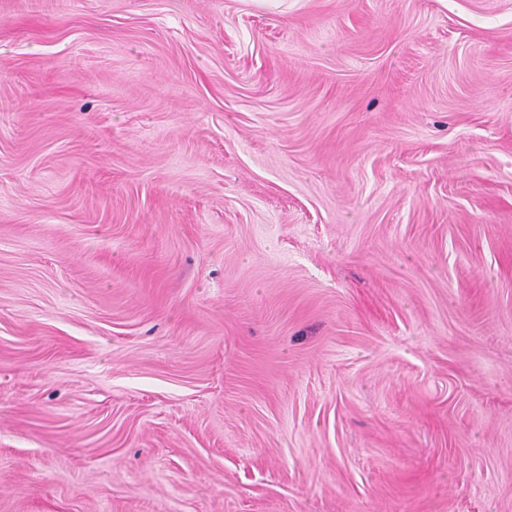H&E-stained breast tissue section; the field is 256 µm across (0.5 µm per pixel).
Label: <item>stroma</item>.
Masks as SVG:
<instances>
[{"label":"stroma","instance_id":"35a3bbf8","mask_svg":"<svg viewBox=\"0 0 512 512\" xmlns=\"http://www.w3.org/2000/svg\"><path fill=\"white\" fill-rule=\"evenodd\" d=\"M0 512H512V0H0Z\"/></svg>","mask_w":512,"mask_h":512}]
</instances>
